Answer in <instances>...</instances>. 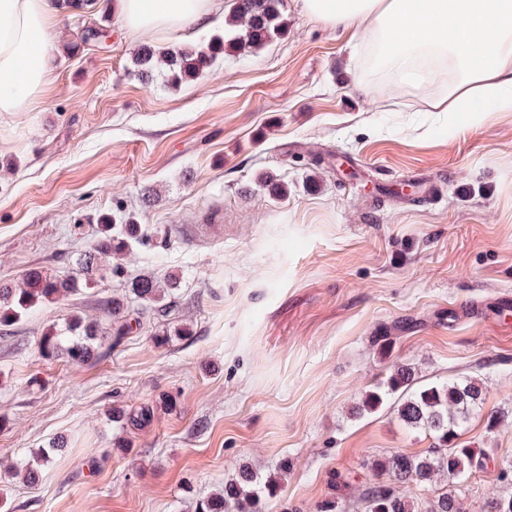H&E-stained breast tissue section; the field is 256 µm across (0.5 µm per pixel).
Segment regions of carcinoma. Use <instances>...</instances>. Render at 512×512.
<instances>
[{
	"mask_svg": "<svg viewBox=\"0 0 512 512\" xmlns=\"http://www.w3.org/2000/svg\"><path fill=\"white\" fill-rule=\"evenodd\" d=\"M97 2L82 0L81 9L91 16V21L84 25L77 40L66 44V49L74 51L109 36L106 12L97 10ZM281 5L282 0H232L224 20V36H215L206 45H177L161 50L144 44L134 55L135 75L150 83L156 75L165 73L167 82L177 85L215 64L226 47L240 51L260 49L286 31L287 19ZM97 226L88 250L75 261L76 274L56 278L32 267L19 285H0V326L17 325L35 309L90 288L100 280L123 278L122 265L112 264L109 259L155 236V232L137 223L134 215L121 209L111 216H100ZM180 285V277L174 274L164 282L149 274L140 275L124 293L100 301L101 320L87 321L75 315L63 326L48 327L37 343L38 355L73 364L97 362L133 331L143 330L145 321L167 315L169 305L164 300L173 296ZM415 380V368L407 364L397 366L382 386L366 392L354 414L374 412L392 399L400 423L411 432L428 434L431 447L418 454L395 452L367 458L366 466L377 481L352 498L341 494L344 480L331 476L332 495L318 502L315 512H462L461 502L453 492L417 500L405 496L404 489L431 483L439 477L448 483H461L470 471L486 466L485 455L457 444L460 429L483 405L484 383L472 377H458L443 384L417 386ZM159 405L171 407L174 402L168 397ZM157 406L114 407L107 419L123 429L141 430L151 424ZM64 447L65 441H54L35 453L32 460L17 459L13 468L34 482ZM497 481L504 490L488 498L482 512H512V462L499 467ZM278 493L277 474L262 476L244 464L224 482L222 492L199 504L198 512H265L267 502Z\"/></svg>",
	"mask_w": 512,
	"mask_h": 512,
	"instance_id": "obj_1",
	"label": "carcinoma"
}]
</instances>
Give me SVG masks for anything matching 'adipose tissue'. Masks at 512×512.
Listing matches in <instances>:
<instances>
[{
	"instance_id": "ef3b65f1",
	"label": "adipose tissue",
	"mask_w": 512,
	"mask_h": 512,
	"mask_svg": "<svg viewBox=\"0 0 512 512\" xmlns=\"http://www.w3.org/2000/svg\"><path fill=\"white\" fill-rule=\"evenodd\" d=\"M332 29L352 31L364 65L387 71L392 90L438 85L431 109L512 112V0H297ZM130 35L185 31L224 18V0H117ZM56 0H0V112L29 111L52 78Z\"/></svg>"
}]
</instances>
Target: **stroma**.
<instances>
[{"label": "stroma", "instance_id": "stroma-1", "mask_svg": "<svg viewBox=\"0 0 512 512\" xmlns=\"http://www.w3.org/2000/svg\"><path fill=\"white\" fill-rule=\"evenodd\" d=\"M283 11L280 40L225 53L176 90L130 73L141 43L171 38L131 37L113 18L107 49L69 55L82 22L63 18L51 82L30 111L0 114V282L71 274L97 216L119 207L158 233L121 256L127 276L183 278L171 316L99 362L41 359L37 341L73 312L97 316L113 280L35 310L18 349L0 345V512H195L238 464L284 459L268 512H313L331 473L356 495L376 480L368 457L430 447L392 408L351 414L396 363L423 383L482 379L483 411L459 441L488 462L455 492L463 512L498 493L512 462V112L460 122L416 89L360 93L351 33L294 0ZM166 395L175 408L142 430L106 419ZM491 411L506 415L493 431ZM60 437L39 481L8 473Z\"/></svg>", "mask_w": 512, "mask_h": 512}]
</instances>
